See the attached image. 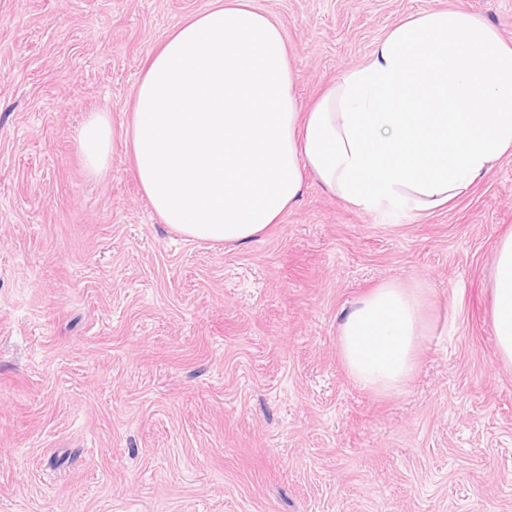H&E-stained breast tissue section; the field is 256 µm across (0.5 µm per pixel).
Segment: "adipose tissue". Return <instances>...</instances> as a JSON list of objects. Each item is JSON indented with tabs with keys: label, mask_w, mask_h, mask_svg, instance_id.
I'll list each match as a JSON object with an SVG mask.
<instances>
[{
	"label": "adipose tissue",
	"mask_w": 512,
	"mask_h": 512,
	"mask_svg": "<svg viewBox=\"0 0 512 512\" xmlns=\"http://www.w3.org/2000/svg\"><path fill=\"white\" fill-rule=\"evenodd\" d=\"M278 24L249 0H224L177 28L153 55L127 132L145 196L184 238L242 245L277 223L306 180L355 208L422 215L465 194L512 152V44L461 4L398 21L368 60L310 104L295 91ZM112 127L77 134L100 174ZM497 353L512 368V232L491 273ZM425 285L385 283L338 329L356 384L402 392L431 328Z\"/></svg>",
	"instance_id": "adipose-tissue-1"
}]
</instances>
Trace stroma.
I'll return each mask as SVG.
<instances>
[{"mask_svg":"<svg viewBox=\"0 0 512 512\" xmlns=\"http://www.w3.org/2000/svg\"><path fill=\"white\" fill-rule=\"evenodd\" d=\"M217 0H0V512H512V369L490 320L512 154L444 209L307 181L247 244L153 211L123 137L149 58ZM453 0H251L302 104L401 18ZM107 113V169L76 132ZM429 288L405 390L359 388L344 313Z\"/></svg>","mask_w":512,"mask_h":512,"instance_id":"35a3bbf8","label":"stroma"}]
</instances>
